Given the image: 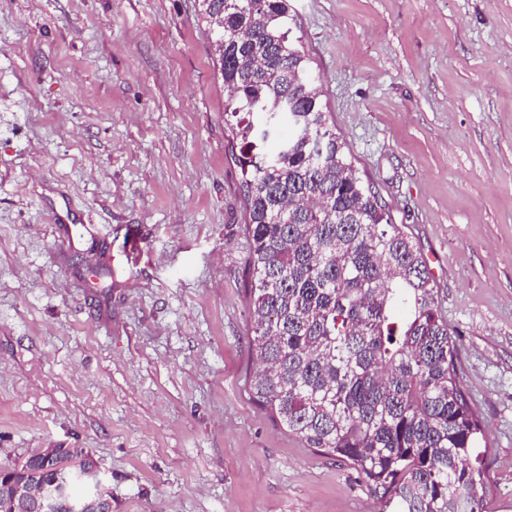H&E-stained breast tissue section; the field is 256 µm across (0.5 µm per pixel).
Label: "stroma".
Listing matches in <instances>:
<instances>
[{
	"instance_id": "obj_1",
	"label": "stroma",
	"mask_w": 512,
	"mask_h": 512,
	"mask_svg": "<svg viewBox=\"0 0 512 512\" xmlns=\"http://www.w3.org/2000/svg\"><path fill=\"white\" fill-rule=\"evenodd\" d=\"M288 24L427 260L485 508L512 512V0H288ZM213 53L195 0H0V465L89 449L112 512H382L247 392L248 215Z\"/></svg>"
}]
</instances>
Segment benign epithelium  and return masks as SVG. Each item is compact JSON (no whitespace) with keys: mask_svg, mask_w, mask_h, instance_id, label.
<instances>
[{"mask_svg":"<svg viewBox=\"0 0 512 512\" xmlns=\"http://www.w3.org/2000/svg\"><path fill=\"white\" fill-rule=\"evenodd\" d=\"M46 461L58 476H71L83 471L82 457L66 455L61 448H39L23 456L8 469L0 470V485L8 489L12 512H29L37 505L39 512H50L56 499L65 492L66 485L34 481L29 477V465ZM89 503L98 512H112V492L108 481L100 473L90 476Z\"/></svg>","mask_w":512,"mask_h":512,"instance_id":"obj_1","label":"benign epithelium"}]
</instances>
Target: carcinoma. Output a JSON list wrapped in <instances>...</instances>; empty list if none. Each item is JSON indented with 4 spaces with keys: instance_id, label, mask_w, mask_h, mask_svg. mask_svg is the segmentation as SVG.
Wrapping results in <instances>:
<instances>
[{
    "instance_id": "cac0c4a2",
    "label": "carcinoma",
    "mask_w": 512,
    "mask_h": 512,
    "mask_svg": "<svg viewBox=\"0 0 512 512\" xmlns=\"http://www.w3.org/2000/svg\"><path fill=\"white\" fill-rule=\"evenodd\" d=\"M198 15L249 218L250 396L382 489L383 512H484L483 428L426 260L329 124L286 0Z\"/></svg>"
}]
</instances>
